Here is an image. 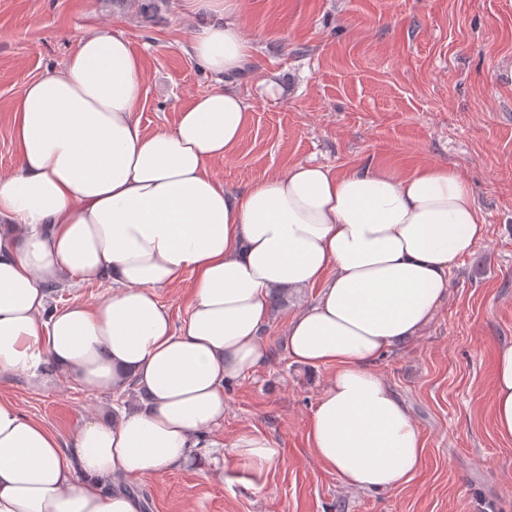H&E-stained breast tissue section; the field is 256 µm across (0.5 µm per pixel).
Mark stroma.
<instances>
[{
  "label": "stroma",
  "mask_w": 512,
  "mask_h": 512,
  "mask_svg": "<svg viewBox=\"0 0 512 512\" xmlns=\"http://www.w3.org/2000/svg\"><path fill=\"white\" fill-rule=\"evenodd\" d=\"M184 0L146 15L142 0H0V175L18 158L13 105L24 85L62 66L88 32L123 34L140 57L145 132L174 126L213 82L183 49L195 23ZM249 73L232 83L250 106L240 141L213 173L232 189L312 161L337 173L422 164L457 169L489 227L456 262L448 295L419 337L378 370L425 442L419 472L391 491L346 488L313 457L308 416L331 376L281 345L315 290L288 295L264 330L268 363L227 386L219 438L266 436L282 458L259 488L190 464L128 483L144 512H512V442L494 430L497 346L512 340V0H243ZM275 84L263 92L258 82ZM0 397L71 445L113 403L65 375L36 387L0 378Z\"/></svg>",
  "instance_id": "1"
}]
</instances>
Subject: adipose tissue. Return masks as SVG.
Listing matches in <instances>:
<instances>
[{
  "label": "adipose tissue",
  "instance_id": "1",
  "mask_svg": "<svg viewBox=\"0 0 512 512\" xmlns=\"http://www.w3.org/2000/svg\"><path fill=\"white\" fill-rule=\"evenodd\" d=\"M242 0H191L187 52L214 80L172 128L144 132L140 58L120 33L79 38L14 105V171L0 176V376L61 372L93 392L136 386L134 410L85 420L71 449L0 398V512H141L125 481L201 460L260 481L281 451L254 432L215 440L225 387L264 367L274 290L317 288L291 317L290 359L333 373L310 416L313 456L356 490L408 484L424 445L377 371L419 336L453 265L489 232L463 175L423 165L343 174L311 163L231 190L211 171L249 106L229 78L252 62ZM108 282L104 301L49 308L52 283ZM190 288L175 326L158 291ZM498 436L512 441V341L498 346Z\"/></svg>",
  "mask_w": 512,
  "mask_h": 512
}]
</instances>
